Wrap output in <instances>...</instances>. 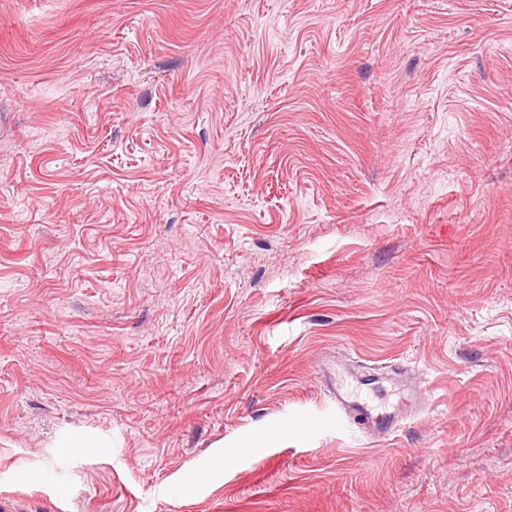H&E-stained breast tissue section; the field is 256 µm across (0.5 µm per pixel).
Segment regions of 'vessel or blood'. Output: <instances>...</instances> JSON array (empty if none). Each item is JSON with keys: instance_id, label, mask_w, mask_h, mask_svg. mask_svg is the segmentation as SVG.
Segmentation results:
<instances>
[{"instance_id": "obj_1", "label": "vessel or blood", "mask_w": 512, "mask_h": 512, "mask_svg": "<svg viewBox=\"0 0 512 512\" xmlns=\"http://www.w3.org/2000/svg\"><path fill=\"white\" fill-rule=\"evenodd\" d=\"M318 378L322 390L335 404L337 413L356 423L370 440L387 439L405 428L407 411L385 410L381 404L364 396L365 387L382 378L361 369L358 362L324 359L318 366ZM382 380L401 388L410 397L419 398L427 392L426 386L413 377L409 367L400 363Z\"/></svg>"}]
</instances>
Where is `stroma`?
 <instances>
[{"instance_id": "1", "label": "stroma", "mask_w": 512, "mask_h": 512, "mask_svg": "<svg viewBox=\"0 0 512 512\" xmlns=\"http://www.w3.org/2000/svg\"><path fill=\"white\" fill-rule=\"evenodd\" d=\"M1 502L512 512V0H0ZM318 378L322 390L336 406V413L345 416L358 425L373 441L387 440L402 431L407 424L408 410L387 411L380 403L364 396L365 387L385 381L401 388L410 397L409 408H413L414 396L420 405L427 387L413 377L408 366L397 363L386 377H380L367 370L360 371V365L353 360L327 358L318 366Z\"/></svg>"}]
</instances>
